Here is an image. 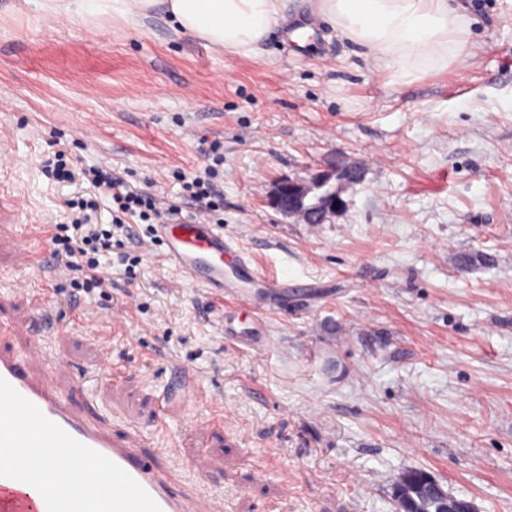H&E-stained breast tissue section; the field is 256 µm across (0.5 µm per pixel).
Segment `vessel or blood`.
Wrapping results in <instances>:
<instances>
[{
	"mask_svg": "<svg viewBox=\"0 0 512 512\" xmlns=\"http://www.w3.org/2000/svg\"><path fill=\"white\" fill-rule=\"evenodd\" d=\"M156 232L164 246V258L179 274L208 289L212 296H223L224 257L229 246L222 230L195 216L158 225ZM52 326L46 318L35 323L26 356L0 351V377L72 437L122 467L158 503L161 512H224L223 500L184 487L177 472L151 465L135 441L113 439L111 428L102 419L76 410L71 400L83 395L82 386L70 384L72 397L67 400L56 382L34 373V362L46 355L45 333ZM0 512H46V506L30 485L0 477Z\"/></svg>",
	"mask_w": 512,
	"mask_h": 512,
	"instance_id": "b4317fda",
	"label": "vessel or blood"
}]
</instances>
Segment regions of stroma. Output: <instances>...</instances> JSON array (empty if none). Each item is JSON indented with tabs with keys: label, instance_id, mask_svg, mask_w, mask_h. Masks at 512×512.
Here are the masks:
<instances>
[{
	"label": "stroma",
	"instance_id": "stroma-1",
	"mask_svg": "<svg viewBox=\"0 0 512 512\" xmlns=\"http://www.w3.org/2000/svg\"><path fill=\"white\" fill-rule=\"evenodd\" d=\"M463 4L471 65L407 82L310 0H289L248 55L177 31L161 6L130 26L0 0V215L20 217L0 238L9 349L52 313L63 332L37 372L80 378V408L225 512H392L415 468L478 512H512V0ZM215 143L220 214L181 195ZM58 154L61 177L44 168ZM334 156L365 177L333 223L267 205L274 181ZM105 160L161 207L220 223L223 300L148 240L131 249L134 273L106 264L112 287L95 297L27 263L75 218L66 200H96L93 222L111 221L108 191L82 176ZM475 253L491 264L461 265ZM177 368L190 386L155 426Z\"/></svg>",
	"mask_w": 512,
	"mask_h": 512
}]
</instances>
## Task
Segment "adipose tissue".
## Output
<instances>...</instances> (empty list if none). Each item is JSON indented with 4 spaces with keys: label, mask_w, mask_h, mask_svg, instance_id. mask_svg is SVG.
I'll return each mask as SVG.
<instances>
[{
    "label": "adipose tissue",
    "mask_w": 512,
    "mask_h": 512,
    "mask_svg": "<svg viewBox=\"0 0 512 512\" xmlns=\"http://www.w3.org/2000/svg\"><path fill=\"white\" fill-rule=\"evenodd\" d=\"M158 0H40L51 17L89 15L128 24ZM181 32L244 55L284 18L285 0H165ZM314 11L365 55L402 78L419 67L464 65L469 22L461 0H315Z\"/></svg>",
    "instance_id": "1"
}]
</instances>
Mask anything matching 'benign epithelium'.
Masks as SVG:
<instances>
[{"instance_id":"1","label":"benign epithelium","mask_w":512,"mask_h":512,"mask_svg":"<svg viewBox=\"0 0 512 512\" xmlns=\"http://www.w3.org/2000/svg\"><path fill=\"white\" fill-rule=\"evenodd\" d=\"M346 171L347 168L337 165L336 159L332 158L305 180L281 178L273 183L267 202L272 209L285 217H303L311 224H330L336 217V196H328L324 205L313 216L309 215L305 203L316 188L335 184L337 189H343ZM422 479L421 489L442 500L440 512H476V506L472 501H456L449 497L447 491L431 473H424Z\"/></svg>"}]
</instances>
